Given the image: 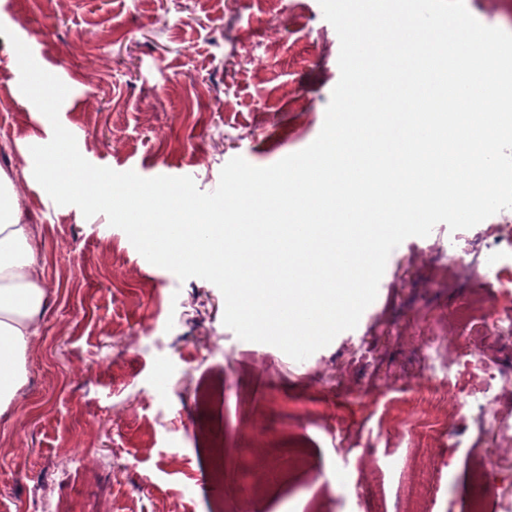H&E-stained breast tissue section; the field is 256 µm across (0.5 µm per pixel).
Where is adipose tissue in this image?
<instances>
[{
    "label": "adipose tissue",
    "instance_id": "obj_1",
    "mask_svg": "<svg viewBox=\"0 0 512 512\" xmlns=\"http://www.w3.org/2000/svg\"><path fill=\"white\" fill-rule=\"evenodd\" d=\"M46 305L36 227L25 218L12 179L0 171V418L29 385L26 354Z\"/></svg>",
    "mask_w": 512,
    "mask_h": 512
}]
</instances>
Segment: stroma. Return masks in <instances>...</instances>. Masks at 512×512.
I'll return each mask as SVG.
<instances>
[{
    "label": "stroma",
    "instance_id": "35a3bbf8",
    "mask_svg": "<svg viewBox=\"0 0 512 512\" xmlns=\"http://www.w3.org/2000/svg\"><path fill=\"white\" fill-rule=\"evenodd\" d=\"M0 24V169L48 295L29 386L0 419V512H460L474 453L512 470V434L487 422L512 423V391L485 402L474 366L512 368L499 216L404 240L357 327L298 364L226 327L214 284L150 264L33 176L53 131L11 37L68 87L59 118L88 162L211 192L232 158L270 166L320 133L340 41L319 0H0ZM452 369L465 386L420 439ZM246 482L280 488L245 498Z\"/></svg>",
    "mask_w": 512,
    "mask_h": 512
}]
</instances>
